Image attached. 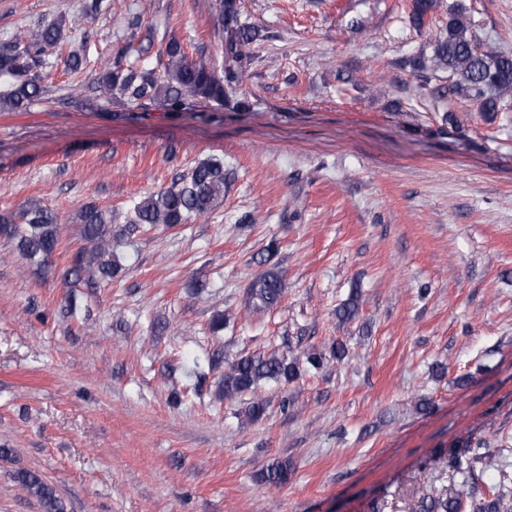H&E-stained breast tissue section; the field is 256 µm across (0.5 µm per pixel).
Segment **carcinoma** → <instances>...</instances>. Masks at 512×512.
<instances>
[{
	"label": "carcinoma",
	"instance_id": "obj_1",
	"mask_svg": "<svg viewBox=\"0 0 512 512\" xmlns=\"http://www.w3.org/2000/svg\"><path fill=\"white\" fill-rule=\"evenodd\" d=\"M217 22L224 46V59L218 61L203 53L189 57L184 44L172 38L166 45L164 73L156 68L130 64L118 56L106 63L97 78L98 97L103 105L114 102L134 105L141 109L158 107L166 112H182L187 98L224 106L240 86L252 45L259 40L260 30L241 20L237 0H216ZM438 4V0H412L411 19L421 28ZM65 37L63 21L44 19L35 28L20 32L13 38L0 41V81L6 89L0 90V112H25L41 99L42 82L54 67L61 64L71 71L83 65L79 53L73 52L56 62L43 57L46 47L59 43ZM421 73L427 70H446L454 78L449 91L461 93L481 102L482 111H498L500 102L512 96V56L484 51L468 33L462 18V9L448 11V23L436 35L432 55H421L409 60ZM224 162L205 158L187 174L180 176L164 189L150 192L133 203L131 217L119 235L129 237L145 225H163L173 228L191 219L205 215L224 195ZM79 236L84 245L72 256L71 267L65 278L77 281L82 277L110 280L119 272L112 262V220L108 212L97 206H87L76 216ZM59 217L37 201L28 202L18 213V221L0 224V235L15 242L16 248L31 260H46L60 245ZM286 288L282 271L268 268L250 283L249 299L261 308L277 306ZM305 360L290 358L286 353L242 356L226 362L224 352L215 350L207 359V367L195 363L186 377L193 380L189 388L203 389L206 370L227 366L217 384L220 399L233 400L245 392H254L263 382H290L297 379L303 364L314 369L323 366L325 355L311 350ZM473 449L465 445L450 450L449 463L463 475L451 494H442L421 485L415 492L414 512H512V495L498 491L492 498L476 499L472 487L475 455L465 464L463 457ZM288 463L273 461L260 473L261 481L283 485L288 481ZM17 481L30 495L36 497L42 512H64V505L53 488L32 471L18 472Z\"/></svg>",
	"mask_w": 512,
	"mask_h": 512
}]
</instances>
